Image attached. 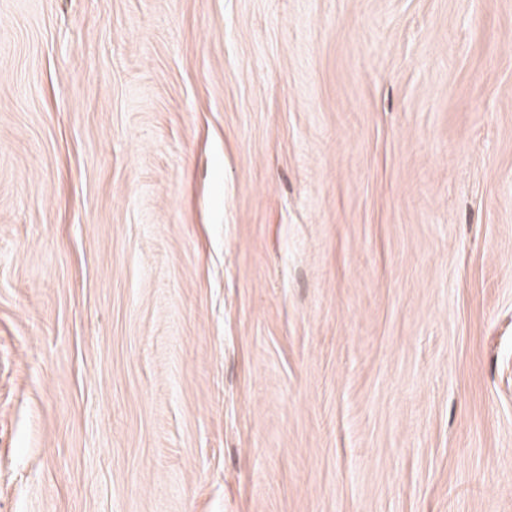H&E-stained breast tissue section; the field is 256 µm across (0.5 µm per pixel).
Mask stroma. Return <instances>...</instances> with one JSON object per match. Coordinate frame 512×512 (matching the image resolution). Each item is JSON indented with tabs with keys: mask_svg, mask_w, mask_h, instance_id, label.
<instances>
[{
	"mask_svg": "<svg viewBox=\"0 0 512 512\" xmlns=\"http://www.w3.org/2000/svg\"><path fill=\"white\" fill-rule=\"evenodd\" d=\"M0 512H512V0H0Z\"/></svg>",
	"mask_w": 512,
	"mask_h": 512,
	"instance_id": "stroma-1",
	"label": "stroma"
}]
</instances>
